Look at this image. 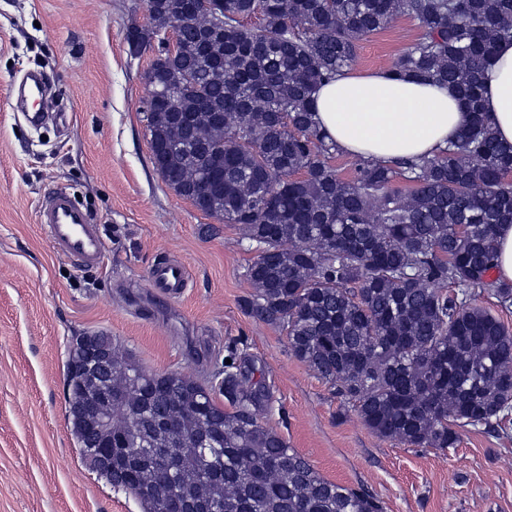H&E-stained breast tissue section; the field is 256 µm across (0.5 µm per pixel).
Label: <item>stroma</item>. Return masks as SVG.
<instances>
[{
  "mask_svg": "<svg viewBox=\"0 0 512 512\" xmlns=\"http://www.w3.org/2000/svg\"><path fill=\"white\" fill-rule=\"evenodd\" d=\"M142 0H0V512H141L84 464L66 415L73 336L103 330L150 370L211 385L229 349L263 390L260 423L330 481L361 488L386 512H512V417L461 430L447 451L379 438L254 317L244 272L255 252L237 226L202 213L153 166L146 72L132 54ZM405 17L358 44L354 68L388 69L419 35ZM42 73L66 126H29L14 90ZM74 196L100 224L102 266L78 267L37 222L50 192ZM181 261L176 300L149 286L160 257Z\"/></svg>",
  "mask_w": 512,
  "mask_h": 512,
  "instance_id": "1",
  "label": "stroma"
}]
</instances>
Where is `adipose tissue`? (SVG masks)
<instances>
[{
    "label": "adipose tissue",
    "instance_id": "adipose-tissue-1",
    "mask_svg": "<svg viewBox=\"0 0 512 512\" xmlns=\"http://www.w3.org/2000/svg\"><path fill=\"white\" fill-rule=\"evenodd\" d=\"M484 106L501 142L512 145V43H500L488 71ZM316 120L343 152L387 163L431 155L463 120L449 86L387 73H344L315 95Z\"/></svg>",
    "mask_w": 512,
    "mask_h": 512
}]
</instances>
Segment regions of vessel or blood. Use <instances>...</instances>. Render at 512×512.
Returning <instances> with one entry per match:
<instances>
[{"mask_svg":"<svg viewBox=\"0 0 512 512\" xmlns=\"http://www.w3.org/2000/svg\"><path fill=\"white\" fill-rule=\"evenodd\" d=\"M37 220L57 249L80 266H96L103 261L105 242L100 227L69 193L59 190L46 195ZM149 280L151 287L168 300L180 297L188 285L184 265L170 258L152 266Z\"/></svg>","mask_w":512,"mask_h":512,"instance_id":"vessel-or-blood-1","label":"vessel or blood"}]
</instances>
